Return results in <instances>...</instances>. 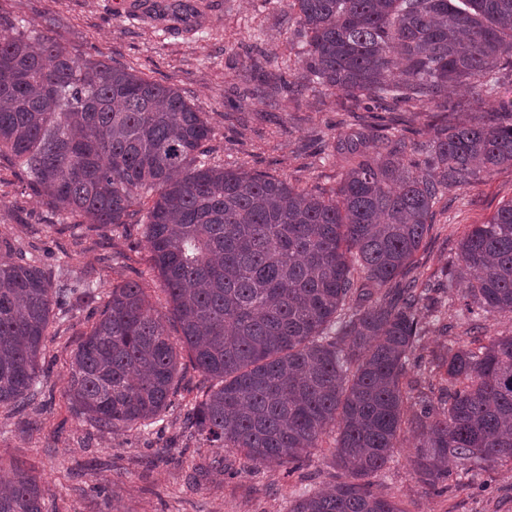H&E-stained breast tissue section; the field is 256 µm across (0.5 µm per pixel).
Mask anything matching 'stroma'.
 <instances>
[{
    "mask_svg": "<svg viewBox=\"0 0 512 512\" xmlns=\"http://www.w3.org/2000/svg\"><path fill=\"white\" fill-rule=\"evenodd\" d=\"M0 0V10L32 30L46 31L76 56L105 57L140 76L171 85L195 104L212 128L206 148L213 163L287 180L293 186L331 190L347 167L342 142L364 134L367 150L401 135L432 143L439 130L486 118L491 100L454 92L452 112L428 107L369 112L344 94L288 88L300 70L303 41L289 24L288 0ZM285 82L268 91L269 75ZM512 201V165L478 182L452 186L436 205L433 227L415 256L414 276L438 283L421 313L427 331L410 380L424 382L426 365L466 340L473 324L461 291L442 285L458 260L459 243L473 225L487 222ZM24 246L29 262L54 277L93 281L99 296L113 284L145 278L152 303H170L137 228H76L31 192L9 156L0 157V235ZM87 324H54L46 339L40 376L42 402L17 413L0 407V462L21 460L45 490V512H288L300 488L317 492L344 481L328 448L311 450L301 473L243 470L235 450L212 448L190 436L185 404L202 380L182 363L177 399L148 430L101 431L79 416L68 398L70 360ZM415 440L405 436L389 465L373 479L375 490L404 512H512V467L476 468L436 492L417 481L410 463ZM106 483V494L94 491Z\"/></svg>",
    "mask_w": 512,
    "mask_h": 512,
    "instance_id": "35a3bbf8",
    "label": "stroma"
}]
</instances>
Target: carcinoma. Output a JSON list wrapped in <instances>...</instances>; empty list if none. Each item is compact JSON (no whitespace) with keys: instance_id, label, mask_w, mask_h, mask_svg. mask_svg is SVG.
I'll return each instance as SVG.
<instances>
[{"instance_id":"carcinoma-1","label":"carcinoma","mask_w":512,"mask_h":512,"mask_svg":"<svg viewBox=\"0 0 512 512\" xmlns=\"http://www.w3.org/2000/svg\"><path fill=\"white\" fill-rule=\"evenodd\" d=\"M305 37L298 87L385 110L494 97L486 122L444 128L423 160L405 138L367 154L329 192L207 161L211 128L178 89L79 59L0 13V156L75 225H138L180 337L131 279L103 300L85 279L52 282L0 236V407L43 395L52 324L93 317L73 353L68 396L103 431L159 422L179 389L180 351L203 376L189 425L243 468L292 473L323 437L348 481L289 512H404L373 490L405 434L417 479L447 487L451 464H512V336L473 332L430 369L444 396L413 394L429 288L410 276L443 190L512 164V0H290ZM468 312H512V202L459 245L448 287ZM0 512H44L37 476L9 465Z\"/></svg>"}]
</instances>
